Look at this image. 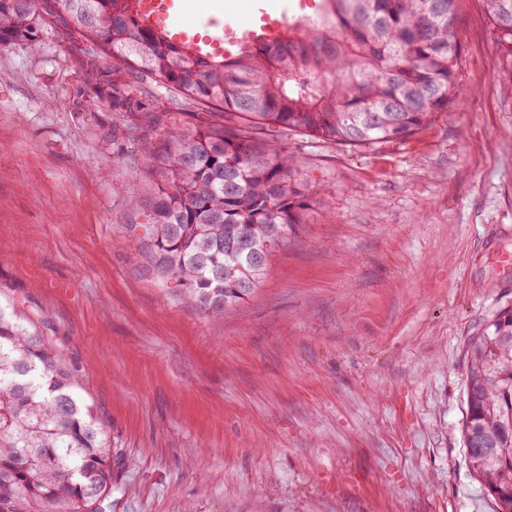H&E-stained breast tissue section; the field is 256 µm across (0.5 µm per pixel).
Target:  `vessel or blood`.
<instances>
[{
	"label": "vessel or blood",
	"instance_id": "b4317fda",
	"mask_svg": "<svg viewBox=\"0 0 512 512\" xmlns=\"http://www.w3.org/2000/svg\"><path fill=\"white\" fill-rule=\"evenodd\" d=\"M306 0H282L280 8H268L260 0H248V19L220 16L219 0H198V19L187 22L183 0H142L141 8L152 23L175 41H188L209 52H230L242 43L274 39L298 19Z\"/></svg>",
	"mask_w": 512,
	"mask_h": 512
}]
</instances>
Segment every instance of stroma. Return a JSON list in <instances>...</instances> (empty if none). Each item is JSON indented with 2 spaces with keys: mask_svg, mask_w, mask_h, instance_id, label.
I'll use <instances>...</instances> for the list:
<instances>
[{
  "mask_svg": "<svg viewBox=\"0 0 512 512\" xmlns=\"http://www.w3.org/2000/svg\"><path fill=\"white\" fill-rule=\"evenodd\" d=\"M455 95L417 133L285 144L314 200L260 288L208 314L138 273L149 195L55 31L0 49V303L76 358L112 512H494L461 434L466 346L512 306V62L456 0Z\"/></svg>",
  "mask_w": 512,
  "mask_h": 512,
  "instance_id": "stroma-1",
  "label": "stroma"
}]
</instances>
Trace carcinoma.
I'll list each match as a JSON object with an SVG mask.
<instances>
[{"instance_id": "obj_1", "label": "carcinoma", "mask_w": 512, "mask_h": 512, "mask_svg": "<svg viewBox=\"0 0 512 512\" xmlns=\"http://www.w3.org/2000/svg\"><path fill=\"white\" fill-rule=\"evenodd\" d=\"M321 0L271 43L201 55L172 41L139 0H0V48L66 15L89 96L123 114L107 140L140 143L152 196H130L139 273L207 313L250 296L273 247L311 208L290 136L349 148L406 138L448 110L461 34L454 0ZM512 59V0H484ZM176 112L213 120L178 128ZM167 135L165 149L155 139ZM249 234V251L230 248ZM83 371L24 315L0 306V512H110L112 433L82 394ZM470 470L512 512V307L466 353L462 425Z\"/></svg>"}]
</instances>
